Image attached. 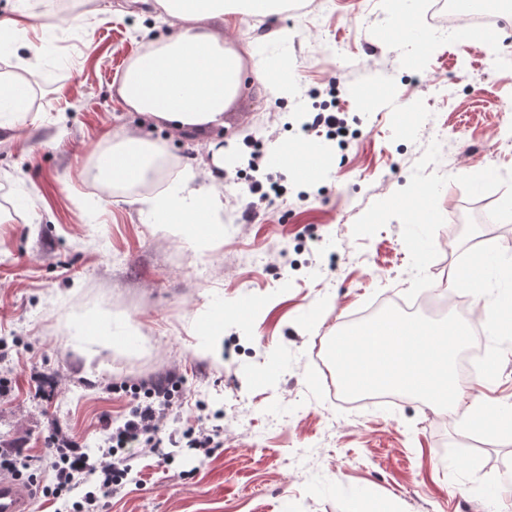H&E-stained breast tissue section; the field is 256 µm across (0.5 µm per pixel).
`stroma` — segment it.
Listing matches in <instances>:
<instances>
[{
  "label": "stroma",
  "mask_w": 512,
  "mask_h": 512,
  "mask_svg": "<svg viewBox=\"0 0 512 512\" xmlns=\"http://www.w3.org/2000/svg\"><path fill=\"white\" fill-rule=\"evenodd\" d=\"M72 5L73 16L55 18L46 0H29L17 42L53 56L42 59L17 126H0V377L13 384L0 395V448L31 454L32 512H70L88 490L43 494L54 483V433L98 447L104 420L131 410V387L171 370L182 393L162 444L125 450L131 473L102 497L103 512H369L379 501L394 512H512V438L412 402L351 414L327 403L313 361L316 339L387 287L430 290L442 268L471 266L485 251L512 259L502 205L512 181L483 177L512 172V149L493 148L512 138V67L482 64L491 48L512 55V18L491 48L431 36L416 69L408 42L379 39L389 20L367 0H321L310 16L227 19L225 40L260 48L247 68L289 65L296 92L285 104L248 85L223 125L180 134L128 111L118 93L129 59L169 24L139 19L127 0ZM384 84L395 98L367 108L357 88ZM326 108L344 113L346 143L311 127ZM430 113L448 151L433 171ZM125 130L163 143L169 161L190 156L204 187L207 146L222 140L236 158L220 190L223 245L201 254L161 231L136 204L139 189H116L104 203L88 193L95 152ZM310 140L330 160L313 181L249 165L257 147ZM268 177L283 195L245 221L243 186ZM418 187L436 222H421L411 205ZM217 299L224 335L202 355ZM245 301L252 313L237 316ZM94 318L111 320L113 335L134 333L137 350L81 335ZM482 332L489 365L463 378V390L512 402V334L488 322ZM191 427L217 431L211 454L180 445Z\"/></svg>",
  "instance_id": "35a3bbf8"
}]
</instances>
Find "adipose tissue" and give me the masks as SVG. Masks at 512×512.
I'll return each instance as SVG.
<instances>
[{
	"label": "adipose tissue",
	"instance_id": "1",
	"mask_svg": "<svg viewBox=\"0 0 512 512\" xmlns=\"http://www.w3.org/2000/svg\"><path fill=\"white\" fill-rule=\"evenodd\" d=\"M280 0H153L154 10L177 22L169 37L144 44L128 63L119 88L123 101L134 111L194 131L218 122L236 95L245 70L242 52L227 44L210 27L221 16L267 17L277 15ZM213 187L194 182L185 173L163 190L138 197L142 212L187 242L200 248L224 239V204L218 188L224 183V148L213 143ZM164 149L144 136L123 135L100 158L116 164L111 174L97 173L105 190L150 182L160 167Z\"/></svg>",
	"mask_w": 512,
	"mask_h": 512
}]
</instances>
